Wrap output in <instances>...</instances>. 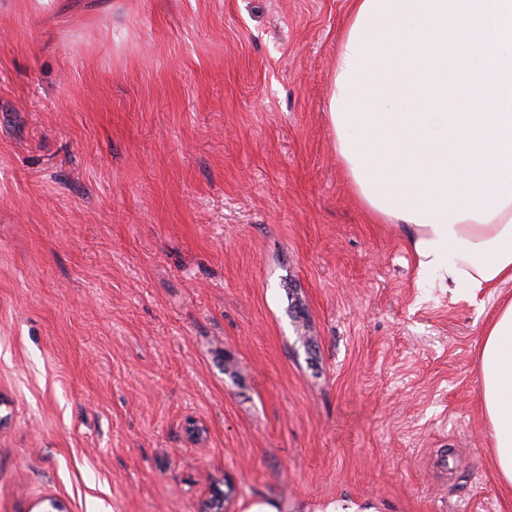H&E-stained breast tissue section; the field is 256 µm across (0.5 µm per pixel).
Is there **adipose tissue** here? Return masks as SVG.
<instances>
[{"label":"adipose tissue","mask_w":512,"mask_h":512,"mask_svg":"<svg viewBox=\"0 0 512 512\" xmlns=\"http://www.w3.org/2000/svg\"><path fill=\"white\" fill-rule=\"evenodd\" d=\"M336 154L419 279L512 282V0H351L328 100ZM479 393L512 485V301L487 324Z\"/></svg>","instance_id":"ef3b65f1"}]
</instances>
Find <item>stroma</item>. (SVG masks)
<instances>
[{"mask_svg": "<svg viewBox=\"0 0 512 512\" xmlns=\"http://www.w3.org/2000/svg\"><path fill=\"white\" fill-rule=\"evenodd\" d=\"M347 0H0V512H512V283L416 277L328 99ZM479 393L498 475L512 485V301L485 327L479 350Z\"/></svg>", "mask_w": 512, "mask_h": 512, "instance_id": "stroma-1", "label": "stroma"}]
</instances>
